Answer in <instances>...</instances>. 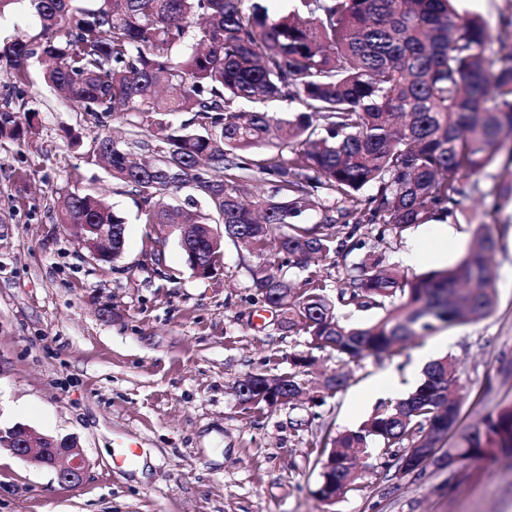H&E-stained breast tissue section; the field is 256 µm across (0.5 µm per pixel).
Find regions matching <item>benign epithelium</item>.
Here are the masks:
<instances>
[{"instance_id": "7a95c632", "label": "benign epithelium", "mask_w": 512, "mask_h": 512, "mask_svg": "<svg viewBox=\"0 0 512 512\" xmlns=\"http://www.w3.org/2000/svg\"><path fill=\"white\" fill-rule=\"evenodd\" d=\"M0 445L36 466L54 470L63 485H77L86 475L87 461L73 437L38 435L31 428L18 424L0 428Z\"/></svg>"}]
</instances>
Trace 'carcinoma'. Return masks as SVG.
Here are the masks:
<instances>
[{
	"instance_id": "carcinoma-1",
	"label": "carcinoma",
	"mask_w": 512,
	"mask_h": 512,
	"mask_svg": "<svg viewBox=\"0 0 512 512\" xmlns=\"http://www.w3.org/2000/svg\"><path fill=\"white\" fill-rule=\"evenodd\" d=\"M41 27L35 43L19 33L0 44V60L17 82L28 61H49L46 85L93 115H116L123 139L98 136L83 153L106 163L112 179L140 201L144 224H189L173 230L189 270L206 279L224 258V240L264 262L251 269V288L280 312L277 327L306 338V352L288 372L271 377L285 397L297 394L320 353L336 360L313 405L347 384L339 366L391 357L403 344L489 315L497 302L488 265L497 238L477 226V243L456 264L409 274L369 251L331 285L316 259L337 267L365 246L364 237L403 232L459 210L473 187L508 149L512 165V50L492 49L477 15L454 0H291L284 16L268 0H27ZM297 101L304 111L245 112L241 102ZM191 112V124L167 116ZM35 130L0 110V138ZM275 194L251 192L258 176ZM185 198L193 211L163 200ZM370 188L373 193L366 195ZM484 196H512V170L494 176ZM316 208L309 227L303 212ZM58 223L77 224L82 248L112 228L113 258L125 247L127 218L92 194L60 196ZM301 267L296 284L283 272ZM378 311L353 321L343 311ZM452 359L431 361L407 395L380 402L357 428L328 431L316 454V495L342 500L363 488L360 454L422 472L416 457L437 448L432 466L501 452L512 457V403L448 440L461 414ZM247 409L268 407L259 392L238 395Z\"/></svg>"
}]
</instances>
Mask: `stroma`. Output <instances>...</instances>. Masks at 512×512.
Segmentation results:
<instances>
[{
    "label": "stroma",
    "mask_w": 512,
    "mask_h": 512,
    "mask_svg": "<svg viewBox=\"0 0 512 512\" xmlns=\"http://www.w3.org/2000/svg\"><path fill=\"white\" fill-rule=\"evenodd\" d=\"M27 84L0 61V108L36 109L23 141L0 138V428L76 437L82 483L0 448V512H512V467L483 458L421 476L360 460L363 491L328 503L307 451L325 431L358 427L385 373L403 395L423 376L419 354L447 356L461 392L458 431L512 401V199L497 215L492 258L497 307L487 317L407 344L399 357L345 367L348 384L320 406L307 395L261 411L240 404L249 372H287L305 339L285 336L251 286L255 255L232 242L211 278L192 276L175 235L136 219L137 199L102 166L85 163L66 135L92 146L93 116L42 81ZM480 177L460 214L386 234V266L422 273L459 260L490 206ZM66 191L104 197L127 219L122 256L90 258L72 226L57 223ZM420 248V263L402 256Z\"/></svg>",
    "instance_id": "1"
}]
</instances>
